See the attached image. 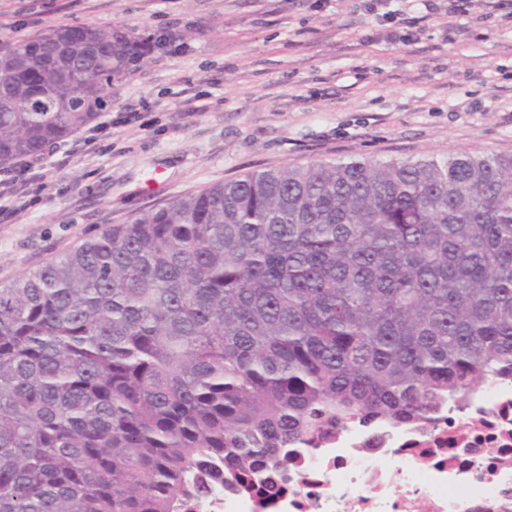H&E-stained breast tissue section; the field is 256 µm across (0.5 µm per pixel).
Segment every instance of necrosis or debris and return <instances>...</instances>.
Masks as SVG:
<instances>
[{
	"label": "necrosis or debris",
	"mask_w": 512,
	"mask_h": 512,
	"mask_svg": "<svg viewBox=\"0 0 512 512\" xmlns=\"http://www.w3.org/2000/svg\"><path fill=\"white\" fill-rule=\"evenodd\" d=\"M195 512H512V378L419 424L339 430L297 449L274 494L225 488Z\"/></svg>",
	"instance_id": "1"
}]
</instances>
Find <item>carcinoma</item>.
<instances>
[{
    "label": "carcinoma",
    "mask_w": 512,
    "mask_h": 512,
    "mask_svg": "<svg viewBox=\"0 0 512 512\" xmlns=\"http://www.w3.org/2000/svg\"><path fill=\"white\" fill-rule=\"evenodd\" d=\"M168 34L0 47V169L112 103ZM512 376V155L251 171L0 284V512H188L338 425Z\"/></svg>",
    "instance_id": "cac0c4a2"
}]
</instances>
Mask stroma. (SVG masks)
Returning a JSON list of instances; mask_svg holds the SVG:
<instances>
[{
	"label": "stroma",
	"mask_w": 512,
	"mask_h": 512,
	"mask_svg": "<svg viewBox=\"0 0 512 512\" xmlns=\"http://www.w3.org/2000/svg\"><path fill=\"white\" fill-rule=\"evenodd\" d=\"M0 0V44L48 25L167 31L0 214V282L111 224L253 170L329 158L512 154V27L392 0ZM413 19L394 42L388 26Z\"/></svg>",
	"instance_id": "stroma-1"
}]
</instances>
